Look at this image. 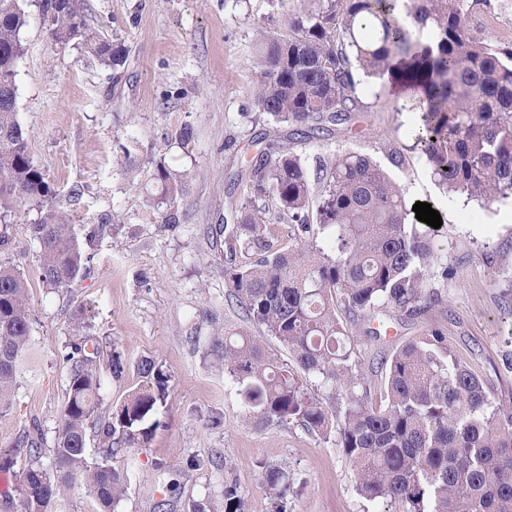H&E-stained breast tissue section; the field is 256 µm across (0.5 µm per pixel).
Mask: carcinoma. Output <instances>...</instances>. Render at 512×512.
<instances>
[{"instance_id": "cac0c4a2", "label": "carcinoma", "mask_w": 512, "mask_h": 512, "mask_svg": "<svg viewBox=\"0 0 512 512\" xmlns=\"http://www.w3.org/2000/svg\"><path fill=\"white\" fill-rule=\"evenodd\" d=\"M412 22L396 15L397 0H323L319 12L289 22L287 37H264L257 59L258 107L293 126L290 137H319L352 121L364 105L356 70L398 80L418 90L411 103L418 133L410 149L425 156L434 180L470 200L512 198V48L493 47L470 33L466 0H410ZM49 34L60 45L83 46L101 64L117 68L126 46L91 29L79 0H39ZM26 24L18 0H0V218L26 203L40 207L30 232L40 247L39 278L68 288L85 256L73 225L52 202L55 190L35 164L17 120L15 75ZM310 179L300 158L276 142L250 170L249 192L272 204L252 206L229 237L244 236L246 259L229 247L224 269L228 300L288 353L284 360L246 331L216 329L209 350L232 377L259 426L294 423L334 438L354 471L357 493L398 512H512V390L494 392L453 354L438 327L391 356L381 403L357 355L343 317L367 320L384 309L418 315L448 303L429 279L439 257L430 239L408 229L405 196L370 157L347 153ZM152 180L162 194L178 190L160 163ZM286 219L288 244L274 247V221ZM330 232L324 252L319 235ZM32 345L28 286L0 258V413L15 402L18 372ZM100 345L75 323L65 346L66 400L52 448H42L40 423L0 453V470L24 458L16 497L4 512H69L72 495L95 490L87 512H111L124 477L110 460L143 447L160 426L170 395L155 360L137 365L145 383L98 424L101 391L121 380L127 363L113 350L108 371L97 364ZM318 379L328 392L308 388ZM99 440L101 459L87 441ZM49 456L50 464L43 462ZM263 483L273 512H287L288 474L268 468ZM233 485L224 486V512H242Z\"/></svg>"}]
</instances>
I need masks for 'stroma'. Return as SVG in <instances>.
Masks as SVG:
<instances>
[{"label": "stroma", "instance_id": "1", "mask_svg": "<svg viewBox=\"0 0 512 512\" xmlns=\"http://www.w3.org/2000/svg\"><path fill=\"white\" fill-rule=\"evenodd\" d=\"M80 3L92 28L127 46L118 69L80 46L58 45L36 0L22 2L27 24L20 33L17 119L88 260L71 287L43 286L39 246L29 232L38 207L7 217L17 245L10 262L29 285L34 346L13 408L0 413V451L9 452L33 420L52 447L66 398L64 346L82 318L129 367L122 382L103 390L101 416L142 385L136 370L142 358L155 360L169 378L161 427L132 459L114 461L125 474L115 512H156L165 497L168 512H193L205 501L223 512L228 484L245 512H271L261 484L269 466L290 477L288 512H395L356 493L352 468L334 440L288 424L255 425L237 383L215 366L208 349L215 323L246 325L225 301L229 255L218 227L243 216L251 162L271 140L287 142L312 173L347 152L370 156L407 204L426 202L439 212L442 225L428 234L448 265L447 305L419 317L384 315L387 330L377 339L364 336L359 317L348 318L372 386H379L393 350L433 324L459 360L492 381L502 353L512 351V199L482 204L444 193L425 158L410 149L416 121L404 108L407 92L384 80L359 76L366 112L312 142L289 139V125L260 111L262 36L287 35L289 18L319 10V0ZM468 21L483 41L512 45V0H468ZM185 128L192 131L186 142ZM395 152L402 165L391 162ZM160 161L181 182L176 196L162 198L148 179ZM104 214L112 221L103 226ZM97 226L101 234L89 237Z\"/></svg>", "mask_w": 512, "mask_h": 512}]
</instances>
